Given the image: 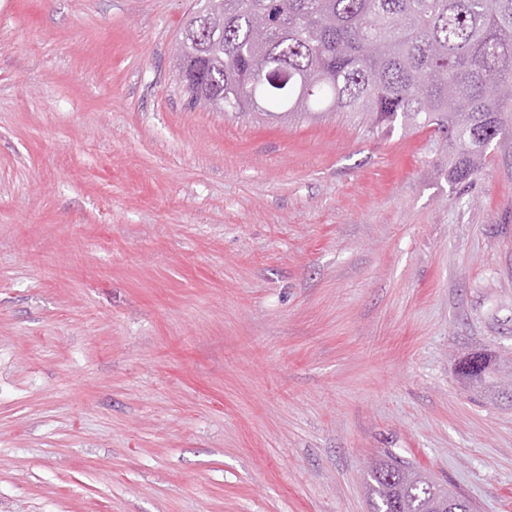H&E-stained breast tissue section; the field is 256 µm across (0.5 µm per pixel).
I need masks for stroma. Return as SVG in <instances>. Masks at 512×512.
Returning a JSON list of instances; mask_svg holds the SVG:
<instances>
[{"instance_id":"1","label":"stroma","mask_w":512,"mask_h":512,"mask_svg":"<svg viewBox=\"0 0 512 512\" xmlns=\"http://www.w3.org/2000/svg\"><path fill=\"white\" fill-rule=\"evenodd\" d=\"M196 0H0V512H369L396 456L512 502V151L190 106ZM479 357V362L483 366L475 368L473 361ZM503 358L500 355L488 353H474L459 361L458 375L465 388L484 398L498 401V399L512 398V365L511 363H502ZM506 375L508 383L501 381L499 376Z\"/></svg>"}]
</instances>
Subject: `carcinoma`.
Returning a JSON list of instances; mask_svg holds the SVG:
<instances>
[{"instance_id": "carcinoma-1", "label": "carcinoma", "mask_w": 512, "mask_h": 512, "mask_svg": "<svg viewBox=\"0 0 512 512\" xmlns=\"http://www.w3.org/2000/svg\"><path fill=\"white\" fill-rule=\"evenodd\" d=\"M192 104L276 117L366 112L433 127L466 183L492 145L512 147V0H203L176 40ZM465 388L512 398V364L472 354ZM371 512H474L472 502L395 457L370 467Z\"/></svg>"}]
</instances>
